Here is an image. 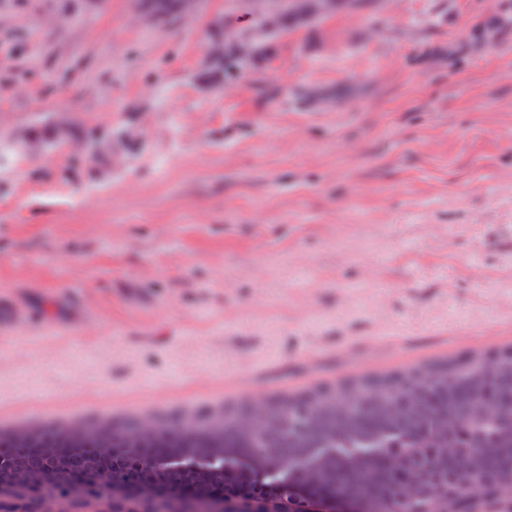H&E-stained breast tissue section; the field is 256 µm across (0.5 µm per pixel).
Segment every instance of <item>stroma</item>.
<instances>
[{
	"label": "stroma",
	"mask_w": 512,
	"mask_h": 512,
	"mask_svg": "<svg viewBox=\"0 0 512 512\" xmlns=\"http://www.w3.org/2000/svg\"><path fill=\"white\" fill-rule=\"evenodd\" d=\"M276 5L0 0V139L70 133L0 152V429L512 349V0H337L203 88ZM151 10L155 15L154 20L168 24L181 15H187L195 10L196 0H182L183 13L179 10L180 0H153Z\"/></svg>",
	"instance_id": "stroma-1"
}]
</instances>
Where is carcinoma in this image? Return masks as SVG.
<instances>
[{
	"label": "carcinoma",
	"mask_w": 512,
	"mask_h": 512,
	"mask_svg": "<svg viewBox=\"0 0 512 512\" xmlns=\"http://www.w3.org/2000/svg\"><path fill=\"white\" fill-rule=\"evenodd\" d=\"M274 14L262 15L229 38L220 29L211 35L213 49L206 60L202 82L214 87L224 74L249 67L270 55L274 37L295 23L292 0ZM180 0H154L155 20L168 24L182 15ZM486 401L495 414L478 418L476 406ZM251 405L224 408V415L201 414L176 418L172 428L144 442L139 421L127 418L105 427L93 426L77 440L70 430L43 426L0 432V448L8 449L21 469L49 461L60 469L81 460L88 467L104 463L88 448H115L128 462L125 474L143 457L159 462L156 480L165 485L171 460H197L204 469L182 475L203 497L228 482V464L244 463L250 485L262 495L280 500L284 512H302L292 483L285 482L281 464L312 458L323 495L344 493L368 501L371 512H448V501L432 494L436 483L453 490L465 483L457 468L459 454L478 450L482 481L470 486L485 494L512 484V354L498 357L491 377L472 368L471 362L441 363L425 372L395 377H362L335 387H318L296 396L264 402V414L252 417L245 433L238 420ZM25 441H17L19 435ZM400 455L418 484L416 499L402 504L405 474L393 458ZM64 491L76 512H107L108 506L80 484ZM35 494L22 485L1 486L0 503L14 504L9 512H37Z\"/></svg>",
	"instance_id": "carcinoma-1"
}]
</instances>
